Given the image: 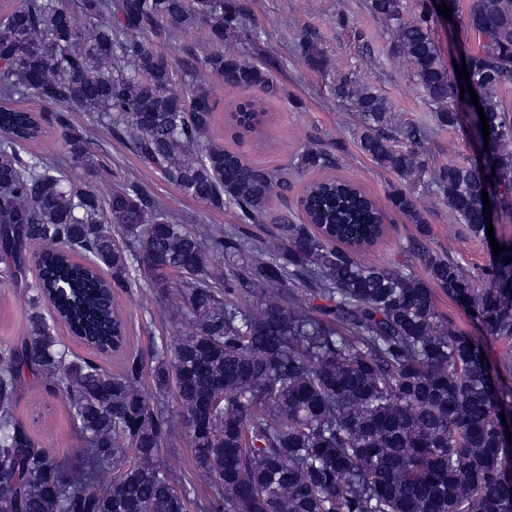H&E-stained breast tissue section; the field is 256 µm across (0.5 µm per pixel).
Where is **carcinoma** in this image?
<instances>
[{
	"mask_svg": "<svg viewBox=\"0 0 512 512\" xmlns=\"http://www.w3.org/2000/svg\"><path fill=\"white\" fill-rule=\"evenodd\" d=\"M411 0H368L392 30L389 56H403L437 126L459 124L456 85L432 37L433 17ZM241 0H17L0 15V278L29 293L28 328L0 346V512H186L187 490L157 462L177 426L169 392L186 411V435L207 474L204 512H512V413L474 337L448 327L435 290L478 327L512 339V242L471 272L427 245L415 193L441 197L471 237H485L482 168L450 163L432 172L421 147L429 127L388 126L390 105L350 74L338 101L359 118L361 152L394 174L387 199L417 234L402 248L426 278L357 254L383 235L388 214L336 177L311 183L302 216L272 206L292 181L209 140L208 87L175 88L176 70L146 36L166 24L201 21L209 41L249 37ZM463 26L478 44L469 77L483 108L503 203L512 199V0H472ZM312 71L327 59L305 30L294 45ZM275 60L246 61L186 46L183 70L218 73L235 89L276 96ZM30 97L52 107L14 106ZM104 124L141 164L211 209L235 208L238 226L177 222L140 181L107 198L72 182L51 161L46 128L61 131L70 163L92 166L87 129ZM340 144L314 137L288 170L337 166ZM248 224H269L268 240ZM37 277L27 276V251ZM80 259H74V255ZM160 304L176 297L193 323L151 365L131 356L108 374L70 359L54 334L60 321L101 355L124 346L111 305L136 276ZM312 305L303 308L298 297ZM318 304H313V301ZM150 371L154 390L137 387ZM70 403L78 462L63 468L39 448L14 408L25 376Z\"/></svg>",
	"mask_w": 512,
	"mask_h": 512,
	"instance_id": "cac0c4a2",
	"label": "carcinoma"
}]
</instances>
